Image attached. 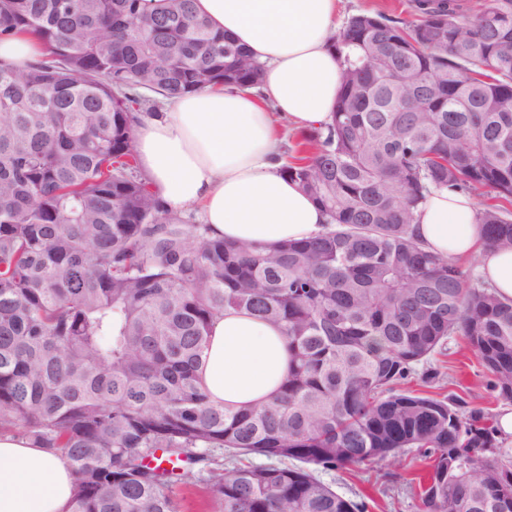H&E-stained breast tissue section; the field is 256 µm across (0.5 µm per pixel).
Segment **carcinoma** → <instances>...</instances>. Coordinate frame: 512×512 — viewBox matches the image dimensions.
Here are the masks:
<instances>
[{"instance_id":"obj_1","label":"carcinoma","mask_w":512,"mask_h":512,"mask_svg":"<svg viewBox=\"0 0 512 512\" xmlns=\"http://www.w3.org/2000/svg\"><path fill=\"white\" fill-rule=\"evenodd\" d=\"M413 7L409 27L364 13L336 36V110L282 169L325 229L262 246L210 237L138 170L142 115L260 82L193 0H0V37L43 46L25 70L0 63V431L68 460L71 512H181L174 485L198 483L214 512H364L318 472L405 448L430 462L421 512H512L493 420L408 389L461 336L512 404V300L412 233L432 191H490L478 223L512 249V0ZM228 309L291 351L281 391L238 410L197 375Z\"/></svg>"}]
</instances>
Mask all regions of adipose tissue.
I'll return each mask as SVG.
<instances>
[{
    "instance_id": "ef3b65f1",
    "label": "adipose tissue",
    "mask_w": 512,
    "mask_h": 512,
    "mask_svg": "<svg viewBox=\"0 0 512 512\" xmlns=\"http://www.w3.org/2000/svg\"><path fill=\"white\" fill-rule=\"evenodd\" d=\"M338 6L339 0H196L214 30L262 64V84L187 94L135 126L140 170L166 209H198L211 237L239 243L273 246L322 231V209L281 173L278 156L286 136L319 128L336 109ZM413 232L449 260L476 257L484 281L512 299V250L485 245L474 197L432 193ZM289 361L280 328L228 310L211 323L199 376L214 402L238 408L275 394ZM73 492L63 458L21 433L0 434V512H69Z\"/></svg>"
}]
</instances>
